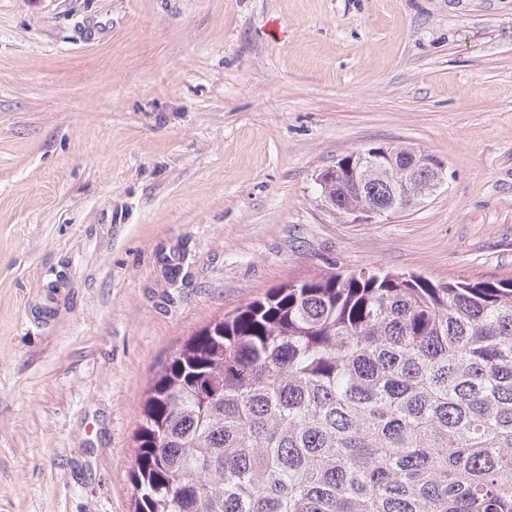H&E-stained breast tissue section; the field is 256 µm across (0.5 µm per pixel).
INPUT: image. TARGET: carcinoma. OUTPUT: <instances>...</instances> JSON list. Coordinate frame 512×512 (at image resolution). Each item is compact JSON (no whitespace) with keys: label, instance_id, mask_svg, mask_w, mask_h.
<instances>
[{"label":"carcinoma","instance_id":"1","mask_svg":"<svg viewBox=\"0 0 512 512\" xmlns=\"http://www.w3.org/2000/svg\"><path fill=\"white\" fill-rule=\"evenodd\" d=\"M347 160L342 214L402 179ZM134 443V512H512V279L272 288L161 364Z\"/></svg>","mask_w":512,"mask_h":512}]
</instances>
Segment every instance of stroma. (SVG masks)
Instances as JSON below:
<instances>
[{
    "mask_svg": "<svg viewBox=\"0 0 512 512\" xmlns=\"http://www.w3.org/2000/svg\"><path fill=\"white\" fill-rule=\"evenodd\" d=\"M388 145L446 183L347 222L317 175ZM363 268L512 278V0H0V512H133L169 353Z\"/></svg>",
    "mask_w": 512,
    "mask_h": 512,
    "instance_id": "35a3bbf8",
    "label": "stroma"
}]
</instances>
